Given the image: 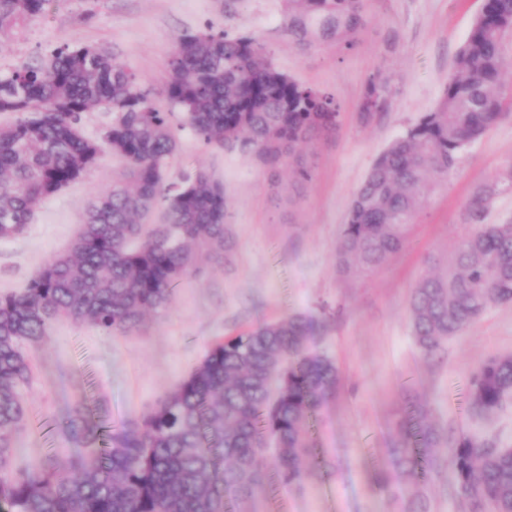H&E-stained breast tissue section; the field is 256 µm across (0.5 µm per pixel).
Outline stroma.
<instances>
[{"label":"stroma","instance_id":"obj_1","mask_svg":"<svg viewBox=\"0 0 512 512\" xmlns=\"http://www.w3.org/2000/svg\"><path fill=\"white\" fill-rule=\"evenodd\" d=\"M480 5L369 0V21L353 44L304 49L284 31L282 0H53L44 17L0 52L4 73L65 44L98 45L155 89L183 34L248 33L269 47L280 70L332 96L339 112L335 134L314 138L295 157L312 174L304 184L295 183L291 167L272 169L238 149L208 148L190 130L180 131L171 175L204 166L232 201L224 258L185 277L167 309L133 334L107 335L60 321L26 346L33 369L24 390L30 421L15 435V466L30 467L49 449L68 447L57 421L82 399H99L112 426H121L175 389L216 342L298 313L324 316V347L341 373L335 400L314 424L324 463L303 491L270 479L246 503L247 512H386V494L373 476L410 401L427 405L447 437L482 429L512 444V407L476 418L467 387L485 360L512 354V303L491 305L431 360L419 353L409 321L415 283L441 272L470 232L465 209L474 193L499 183L485 221H512V109L465 149L408 226L398 253L359 276L337 266L354 192L378 153L437 106ZM380 79L387 82L384 105L363 123V94ZM117 174L104 158L45 199L20 235L0 240V294L23 288L67 250L83 206Z\"/></svg>","mask_w":512,"mask_h":512}]
</instances>
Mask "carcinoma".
<instances>
[{
	"label": "carcinoma",
	"mask_w": 512,
	"mask_h": 512,
	"mask_svg": "<svg viewBox=\"0 0 512 512\" xmlns=\"http://www.w3.org/2000/svg\"><path fill=\"white\" fill-rule=\"evenodd\" d=\"M284 30L303 46L350 44L369 20L367 0H283ZM51 0H0V46L42 16ZM512 0H483L437 107L378 155L350 202L339 244L346 273L372 269L403 248L405 228L461 153L502 116ZM156 105L142 81L104 47L64 45L0 74V240L17 236L48 197L112 155L119 178L85 205L67 251L19 293L0 294V502L8 512H229L253 499L270 459L282 483L313 467L311 419L336 395L340 373L316 317L292 315L215 343L189 375L138 420L118 429L79 405L59 420L70 448L36 467L13 468L14 436L29 422L22 396L32 366L24 344L60 320L105 334L131 333L159 314L175 288L224 257L228 202L207 170L168 169L178 131L208 148L238 147L269 166L287 164L317 136L336 132L332 97L294 81L251 34H184ZM386 82L369 85L370 121ZM110 115L102 136L85 115ZM497 186L468 203L473 225L445 273L412 289L415 344L434 358L495 303H512V223L486 224ZM512 402V355L487 359L469 379L474 416ZM448 449L468 512H512V447L497 435L444 438L408 406L377 483L398 512H428L415 490Z\"/></svg>",
	"instance_id": "cac0c4a2"
}]
</instances>
